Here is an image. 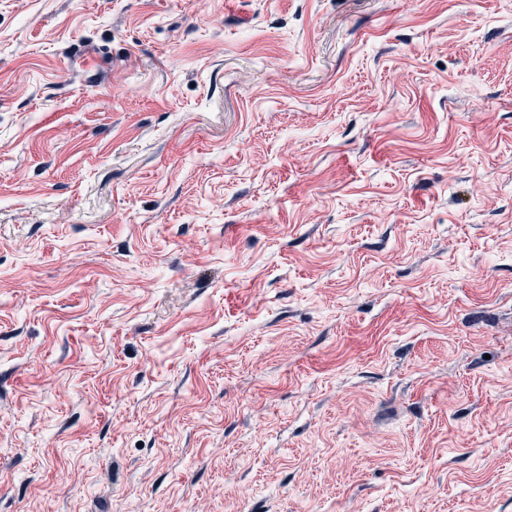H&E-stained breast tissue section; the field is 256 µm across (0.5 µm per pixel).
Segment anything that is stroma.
Masks as SVG:
<instances>
[{"label":"stroma","instance_id":"obj_1","mask_svg":"<svg viewBox=\"0 0 512 512\" xmlns=\"http://www.w3.org/2000/svg\"><path fill=\"white\" fill-rule=\"evenodd\" d=\"M0 512H512V5L0 0Z\"/></svg>","mask_w":512,"mask_h":512}]
</instances>
